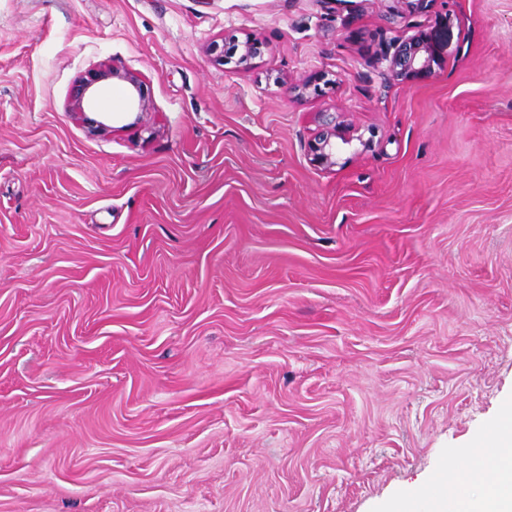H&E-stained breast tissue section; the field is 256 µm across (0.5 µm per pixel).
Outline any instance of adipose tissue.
Returning a JSON list of instances; mask_svg holds the SVG:
<instances>
[{
  "instance_id": "ef3b65f1",
  "label": "adipose tissue",
  "mask_w": 512,
  "mask_h": 512,
  "mask_svg": "<svg viewBox=\"0 0 512 512\" xmlns=\"http://www.w3.org/2000/svg\"><path fill=\"white\" fill-rule=\"evenodd\" d=\"M432 512H512V409L464 452L451 453Z\"/></svg>"
}]
</instances>
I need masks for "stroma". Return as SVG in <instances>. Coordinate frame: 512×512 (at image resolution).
Masks as SVG:
<instances>
[{
  "instance_id": "35a3bbf8",
  "label": "stroma",
  "mask_w": 512,
  "mask_h": 512,
  "mask_svg": "<svg viewBox=\"0 0 512 512\" xmlns=\"http://www.w3.org/2000/svg\"><path fill=\"white\" fill-rule=\"evenodd\" d=\"M509 405L512 0H0V512H390ZM434 50L426 36L417 33L396 47L388 62L387 71L393 80L407 82L432 73ZM264 43L255 38L248 36L243 41L231 38L228 41L224 39L223 57L231 58L232 55L239 54L238 63L242 66H247L251 63V60L260 56ZM127 82L137 95L138 108L144 111L145 109V98L143 85L144 81L134 73L124 69L121 66L115 64H102L99 69L93 72L90 76L79 81L71 92L70 99L68 102L69 112H73L76 115H83L85 112V106L87 94L90 89L99 81L113 79ZM323 114L324 126L308 144V152L311 160L319 167L332 169L339 164V156L350 146L354 140H357L363 149L371 146V140H364L361 135H354L341 124L336 122V115L328 117ZM325 118V119H324Z\"/></svg>"
}]
</instances>
